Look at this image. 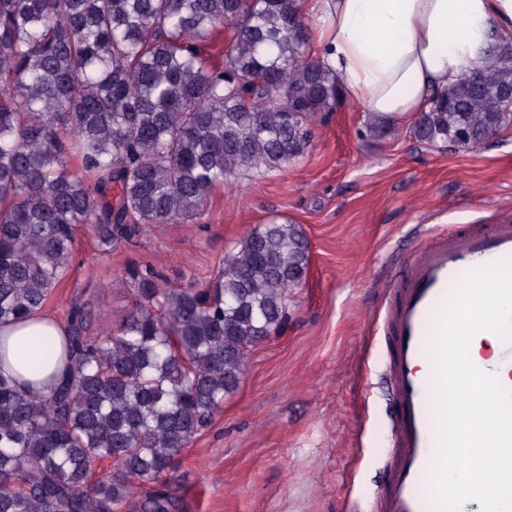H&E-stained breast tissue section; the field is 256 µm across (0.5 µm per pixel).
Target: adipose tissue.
I'll use <instances>...</instances> for the list:
<instances>
[{
  "instance_id": "ef3b65f1",
  "label": "adipose tissue",
  "mask_w": 512,
  "mask_h": 512,
  "mask_svg": "<svg viewBox=\"0 0 512 512\" xmlns=\"http://www.w3.org/2000/svg\"><path fill=\"white\" fill-rule=\"evenodd\" d=\"M304 13L322 63L363 112L389 122L417 117L437 92L483 69L491 42L512 43V0H305ZM460 331L454 386L470 404L448 413L466 441L448 454L475 453L479 460L473 469L435 471L430 491L470 497L483 512H506L512 457L499 458L496 448L506 422L486 411L488 383L479 370L483 352L498 351L501 339L479 331L471 318ZM64 334L63 324L43 313L1 324L0 373L45 390L65 362L45 361L37 339Z\"/></svg>"
}]
</instances>
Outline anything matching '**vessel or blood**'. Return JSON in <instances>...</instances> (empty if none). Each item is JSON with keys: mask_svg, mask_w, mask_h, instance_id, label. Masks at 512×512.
<instances>
[{"mask_svg": "<svg viewBox=\"0 0 512 512\" xmlns=\"http://www.w3.org/2000/svg\"><path fill=\"white\" fill-rule=\"evenodd\" d=\"M512 297V219L461 226L435 236L410 257L404 276L385 291L389 358L383 384L394 422L393 448L381 488L369 508L346 499L343 512H460L455 495L432 496L429 479L447 463L458 435L448 427V404L462 401L451 387L448 354L428 355L434 336H451L464 309L481 313L482 331L503 339L488 377L512 367V316L496 311ZM491 415L512 414V383L487 399Z\"/></svg>", "mask_w": 512, "mask_h": 512, "instance_id": "1", "label": "vessel or blood"}]
</instances>
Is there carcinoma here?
Returning a JSON list of instances; mask_svg holds the SVG:
<instances>
[{
	"label": "carcinoma",
	"mask_w": 512,
	"mask_h": 512,
	"mask_svg": "<svg viewBox=\"0 0 512 512\" xmlns=\"http://www.w3.org/2000/svg\"><path fill=\"white\" fill-rule=\"evenodd\" d=\"M412 126L470 150L512 124V44ZM346 97L303 0H0V324L45 310L75 231L105 249L147 224H199L215 194L304 156ZM308 241L259 224L203 283L126 267L133 304L103 331L65 322L49 393L0 374V512H177L168 474L285 322Z\"/></svg>",
	"instance_id": "obj_1"
}]
</instances>
